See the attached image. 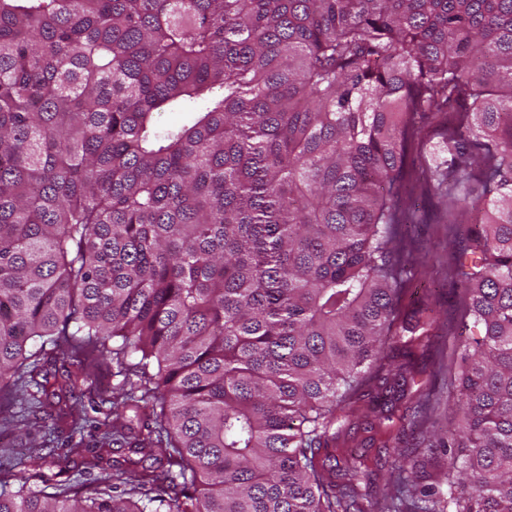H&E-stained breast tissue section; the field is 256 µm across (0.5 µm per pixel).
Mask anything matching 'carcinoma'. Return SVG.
Listing matches in <instances>:
<instances>
[{
    "label": "carcinoma",
    "instance_id": "cac0c4a2",
    "mask_svg": "<svg viewBox=\"0 0 512 512\" xmlns=\"http://www.w3.org/2000/svg\"><path fill=\"white\" fill-rule=\"evenodd\" d=\"M425 112L428 221L485 219L455 423L389 453L392 511L321 450L361 401L405 419ZM32 385L99 440L79 488L21 459L0 512H512V0H0V414Z\"/></svg>",
    "mask_w": 512,
    "mask_h": 512
}]
</instances>
